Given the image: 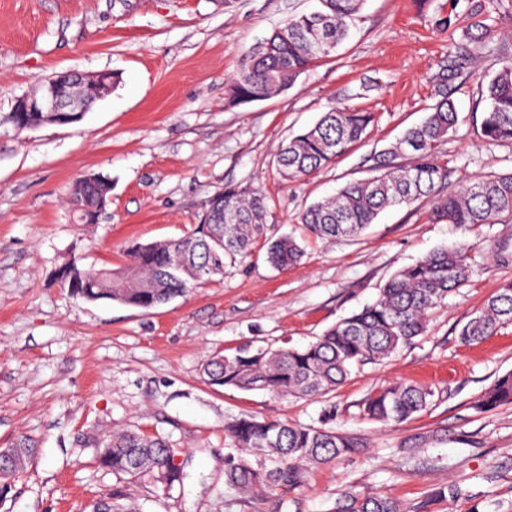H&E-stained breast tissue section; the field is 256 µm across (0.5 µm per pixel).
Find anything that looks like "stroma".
Returning <instances> with one entry per match:
<instances>
[{"instance_id":"stroma-1","label":"stroma","mask_w":512,"mask_h":512,"mask_svg":"<svg viewBox=\"0 0 512 512\" xmlns=\"http://www.w3.org/2000/svg\"><path fill=\"white\" fill-rule=\"evenodd\" d=\"M445 0H364L351 36L295 85L235 104L229 78L242 54L318 0H0V113L51 75L115 73L120 83L75 123L0 133V448L38 450L0 493V512H92L118 493L144 512H333L348 488L398 499L408 512H512V405L479 412L477 399L512 371V324L479 344L458 332L512 281V223L465 230L435 222L428 202L384 211L359 238H310L302 211L345 184L372 177L371 158L434 104L432 77L463 44L431 28ZM490 35L451 86L458 125L440 148L448 191L512 171V145L483 139L472 121L488 80L512 59V0H491ZM373 112L366 138L318 173L288 182L275 156L323 112ZM98 175L112 200L98 223H79L72 185ZM227 185L270 200L267 234L305 250L277 269L262 245L223 274L154 308L87 302L57 281L127 264L126 247L178 239ZM471 243L469 281L429 316L428 330L381 364L354 368L329 394L294 398L206 384L203 362L251 342L302 348L372 304L386 281L429 252ZM395 382L431 387L426 412L403 423L360 413L364 397ZM312 425L365 439L362 452L313 470L294 491L247 498L224 482V425L243 415ZM115 430L165 435L186 464L166 492L99 465L95 447ZM424 435L406 458L399 446ZM456 484L458 500L433 501Z\"/></svg>"}]
</instances>
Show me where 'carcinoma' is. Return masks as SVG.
<instances>
[{"label": "carcinoma", "instance_id": "cac0c4a2", "mask_svg": "<svg viewBox=\"0 0 512 512\" xmlns=\"http://www.w3.org/2000/svg\"><path fill=\"white\" fill-rule=\"evenodd\" d=\"M362 0H320L321 8L297 14L242 56L230 77V101H262L292 87L312 64L334 54L348 37L350 20ZM475 18L476 32L465 34L475 49L484 47L488 26L483 14L486 0H466ZM470 51L448 60L433 78L435 103L425 120L408 128L399 141L372 157L377 175L346 184L338 192L309 205L300 222L315 238L332 242L361 236L381 211L428 199L432 219L459 227L512 223V172L490 175L466 183L459 191L443 194L448 165L439 161V147L459 117L448 98V84L459 78ZM484 108L480 132L491 143L512 144V61L508 60L488 81L482 93ZM23 120L40 124L37 112L0 114V128L16 130ZM374 116L349 107H335L310 129L293 136L276 155L277 173L285 180L311 175L334 163L366 136ZM70 205L82 224H95L98 196L70 195ZM265 195L239 186H226L210 199L199 229L171 240L128 248L129 265L107 275L85 270L73 262L62 268L80 276L77 292L87 302L108 300L152 309L185 295L192 285L246 259L252 245L266 240V259L277 267L301 261L304 249L291 235L266 236ZM473 247L467 243L444 246L421 257L392 276L379 297L361 311L327 329L301 349H271L243 344L230 354L216 355L203 365L211 386L240 390L264 389L281 396L316 397L341 385L353 367L379 363L412 344L426 332L430 312L446 304L448 295L463 286L471 274ZM512 323V283L498 289L486 306L459 330L465 344H475ZM433 391L416 383H395L369 394L363 402L366 418L404 422L426 410ZM512 405V372L498 377L477 401L479 410ZM231 449L225 456V483L246 495L277 488L302 487L310 470L356 454L366 447L350 433L289 425L251 416L224 425ZM0 486L23 472L36 448L19 442L3 449ZM177 450L159 433L121 430L100 443L98 462L117 475L147 476L163 490L183 485L186 473L172 463ZM335 512H407L391 497L341 493Z\"/></svg>", "mask_w": 512, "mask_h": 512}]
</instances>
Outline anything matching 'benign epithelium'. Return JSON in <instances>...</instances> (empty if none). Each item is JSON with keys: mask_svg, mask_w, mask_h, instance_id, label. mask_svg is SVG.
<instances>
[{"mask_svg": "<svg viewBox=\"0 0 512 512\" xmlns=\"http://www.w3.org/2000/svg\"><path fill=\"white\" fill-rule=\"evenodd\" d=\"M111 88V80L99 75L89 78L75 71L60 72L47 78L38 94L17 98L12 111L46 112L51 118L65 112L82 116L93 98Z\"/></svg>", "mask_w": 512, "mask_h": 512, "instance_id": "7a95c632", "label": "benign epithelium"}]
</instances>
